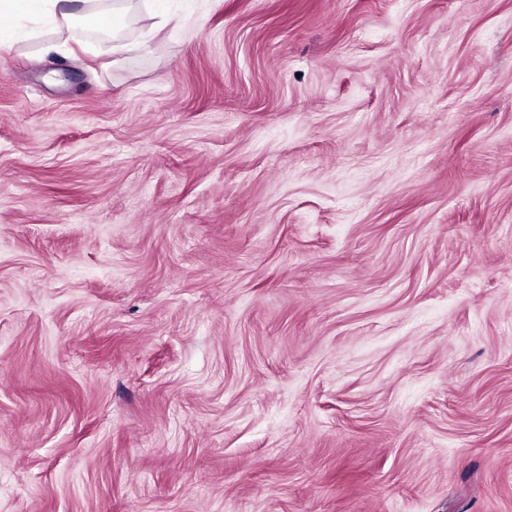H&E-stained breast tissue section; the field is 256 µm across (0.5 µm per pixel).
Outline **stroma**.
Instances as JSON below:
<instances>
[{
  "label": "stroma",
  "mask_w": 512,
  "mask_h": 512,
  "mask_svg": "<svg viewBox=\"0 0 512 512\" xmlns=\"http://www.w3.org/2000/svg\"><path fill=\"white\" fill-rule=\"evenodd\" d=\"M0 15V512H512V0ZM131 0H115L112 7L102 10L94 18V25L97 30L105 33H112L113 37L125 29L135 13L139 11Z\"/></svg>",
  "instance_id": "1"
}]
</instances>
